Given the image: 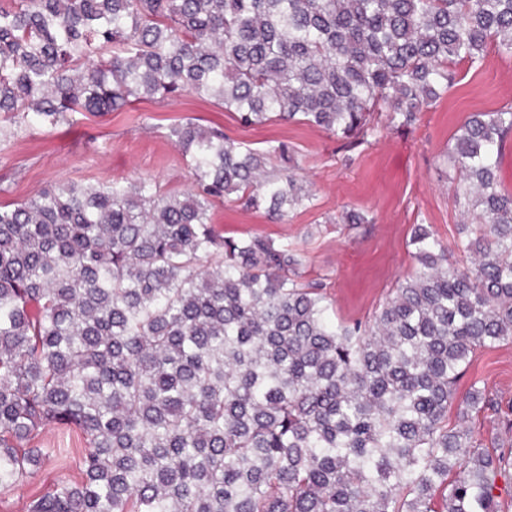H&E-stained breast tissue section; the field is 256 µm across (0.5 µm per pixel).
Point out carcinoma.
<instances>
[{
  "instance_id": "cac0c4a2",
  "label": "carcinoma",
  "mask_w": 512,
  "mask_h": 512,
  "mask_svg": "<svg viewBox=\"0 0 512 512\" xmlns=\"http://www.w3.org/2000/svg\"><path fill=\"white\" fill-rule=\"evenodd\" d=\"M512 53V0H14L0 6V116L49 123L182 93L248 126L362 143L410 127L454 70ZM194 187L59 184L0 205V488L87 441L79 479L27 512H503L490 452L448 427L477 351L512 338V107L448 149L467 265L423 224L416 268L373 322L332 324L322 284L261 237L212 224L232 194L275 217L312 202L285 166L219 129L172 127ZM466 411L498 413L471 387Z\"/></svg>"
}]
</instances>
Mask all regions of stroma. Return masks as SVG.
<instances>
[{"instance_id":"obj_1","label":"stroma","mask_w":512,"mask_h":512,"mask_svg":"<svg viewBox=\"0 0 512 512\" xmlns=\"http://www.w3.org/2000/svg\"><path fill=\"white\" fill-rule=\"evenodd\" d=\"M512 107V54L489 49L483 66L456 68L447 94L410 128H389L349 148L325 131L301 122L274 120L242 125L212 99L181 95L168 103L138 100L122 112H71L56 125L13 128L0 138V203L27 200L61 182L102 187L112 181L155 179L162 191L182 192L192 183L191 164L170 137L174 124L193 120L251 148L288 146V166L314 195L283 220L243 210L233 199L216 202L212 222L224 236H260L288 246L304 279L321 280L337 322L372 320L399 278L415 268L414 225L429 226L452 246L451 258L470 257L457 244L463 217L454 203L456 174L446 154L471 113ZM354 211L364 224L342 223ZM480 387L499 403L498 414L462 415L448 409V424L470 428L484 447L512 441V339L477 351L455 389ZM52 453L49 461L15 487L0 490V512H26L28 500L74 481L86 442L78 430L55 426L32 442Z\"/></svg>"}]
</instances>
